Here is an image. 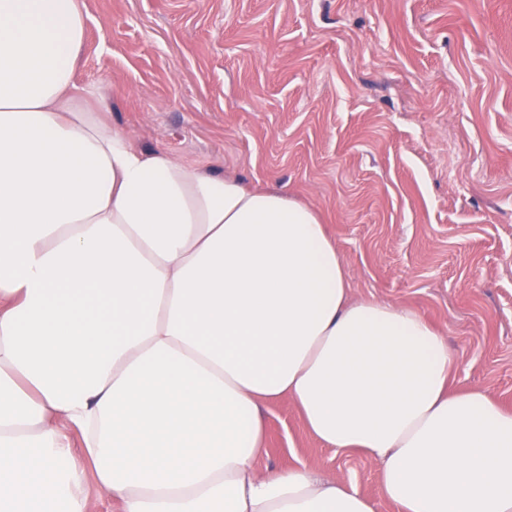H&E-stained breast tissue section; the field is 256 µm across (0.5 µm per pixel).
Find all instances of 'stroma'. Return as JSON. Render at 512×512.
Instances as JSON below:
<instances>
[{"label":"stroma","mask_w":512,"mask_h":512,"mask_svg":"<svg viewBox=\"0 0 512 512\" xmlns=\"http://www.w3.org/2000/svg\"><path fill=\"white\" fill-rule=\"evenodd\" d=\"M78 82L144 150L319 211L356 300L418 311L512 409V0H80ZM259 472L381 498L287 400Z\"/></svg>","instance_id":"35a3bbf8"}]
</instances>
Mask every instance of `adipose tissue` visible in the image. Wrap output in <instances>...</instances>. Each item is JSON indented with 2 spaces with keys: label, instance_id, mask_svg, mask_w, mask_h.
<instances>
[{
  "label": "adipose tissue",
  "instance_id": "obj_1",
  "mask_svg": "<svg viewBox=\"0 0 512 512\" xmlns=\"http://www.w3.org/2000/svg\"><path fill=\"white\" fill-rule=\"evenodd\" d=\"M79 0H0V512H376L256 461L286 399L400 512H512V411L417 311L350 299L319 213L84 109Z\"/></svg>",
  "mask_w": 512,
  "mask_h": 512
}]
</instances>
